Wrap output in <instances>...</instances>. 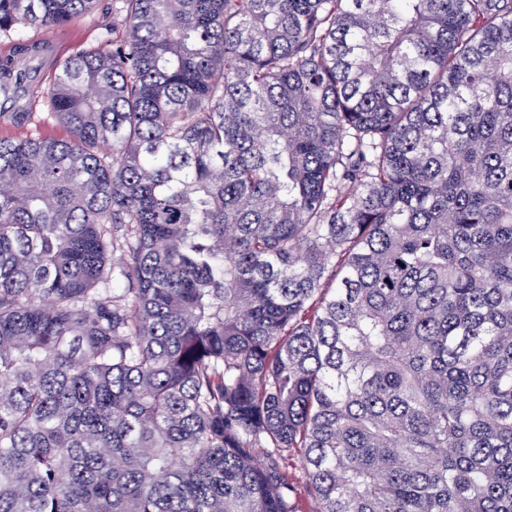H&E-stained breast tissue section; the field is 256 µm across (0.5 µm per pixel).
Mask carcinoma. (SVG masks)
<instances>
[{
	"instance_id": "obj_1",
	"label": "carcinoma",
	"mask_w": 512,
	"mask_h": 512,
	"mask_svg": "<svg viewBox=\"0 0 512 512\" xmlns=\"http://www.w3.org/2000/svg\"><path fill=\"white\" fill-rule=\"evenodd\" d=\"M119 2L0 138V512H512V0Z\"/></svg>"
}]
</instances>
